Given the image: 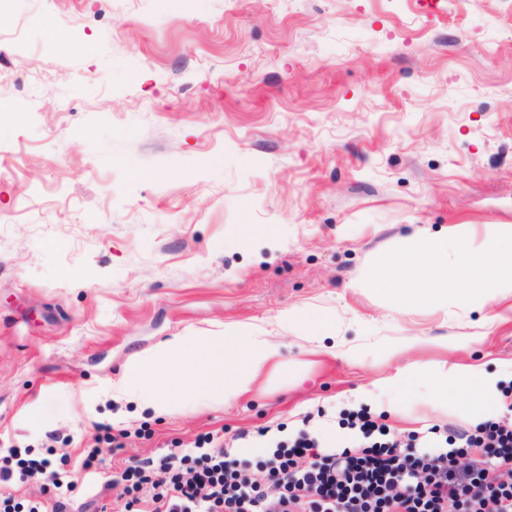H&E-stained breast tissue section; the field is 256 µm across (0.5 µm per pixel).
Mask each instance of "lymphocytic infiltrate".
<instances>
[{"instance_id":"f902f5d3","label":"lymphocytic infiltrate","mask_w":512,"mask_h":512,"mask_svg":"<svg viewBox=\"0 0 512 512\" xmlns=\"http://www.w3.org/2000/svg\"><path fill=\"white\" fill-rule=\"evenodd\" d=\"M356 419V450L322 455L315 440L300 436L266 463L263 483L246 464L226 459L216 434L196 454L128 467L122 477L133 495L124 512L139 504L145 512H512V427L488 422L478 433H459L456 450L428 455L375 439L376 423L363 413ZM9 455L0 487L36 476L63 487L48 459L17 448Z\"/></svg>"}]
</instances>
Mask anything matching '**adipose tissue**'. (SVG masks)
Returning <instances> with one entry per match:
<instances>
[{"label":"adipose tissue","instance_id":"obj_1","mask_svg":"<svg viewBox=\"0 0 512 512\" xmlns=\"http://www.w3.org/2000/svg\"><path fill=\"white\" fill-rule=\"evenodd\" d=\"M459 287H449L450 279ZM364 287L382 286L390 312L415 307L462 314L492 310L494 319L512 318V224L489 225L482 241H474L464 224L448 226L437 236L409 238L404 247L376 265ZM278 345L260 326L238 323L209 335L187 331L160 341L146 357L131 363L108 386L113 400L132 401L153 416L211 401L230 403L250 391L264 370L276 366ZM512 361L495 369L483 364L413 362L363 386L353 405L404 416L400 401L383 402L387 390L425 387L426 404L455 405L481 424L512 415Z\"/></svg>","mask_w":512,"mask_h":512}]
</instances>
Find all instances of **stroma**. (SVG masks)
<instances>
[{
	"label": "stroma",
	"instance_id": "1",
	"mask_svg": "<svg viewBox=\"0 0 512 512\" xmlns=\"http://www.w3.org/2000/svg\"><path fill=\"white\" fill-rule=\"evenodd\" d=\"M0 108V448L67 458L69 512L207 433L335 422L408 360L512 359V321L393 317L358 285L412 235L512 224V0H14ZM310 307L352 344L433 343L315 357L278 326ZM237 323L280 349L238 402L155 418L106 394L161 340ZM397 398L401 443L470 427ZM103 424L123 446L80 470Z\"/></svg>",
	"mask_w": 512,
	"mask_h": 512
}]
</instances>
